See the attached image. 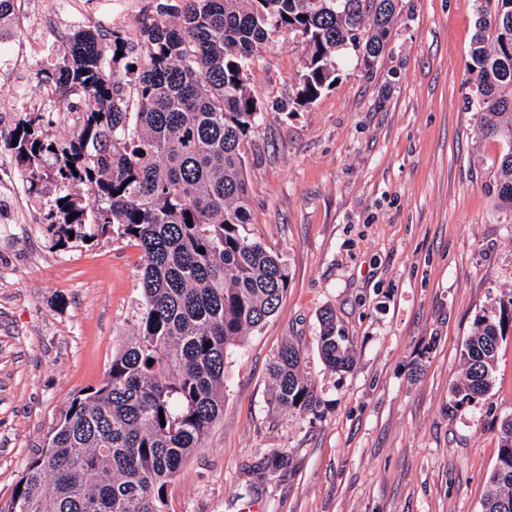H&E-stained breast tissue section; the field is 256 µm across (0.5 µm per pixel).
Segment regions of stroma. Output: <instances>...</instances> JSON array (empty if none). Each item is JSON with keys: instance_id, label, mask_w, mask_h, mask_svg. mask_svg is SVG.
Returning <instances> with one entry per match:
<instances>
[{"instance_id": "obj_1", "label": "stroma", "mask_w": 512, "mask_h": 512, "mask_svg": "<svg viewBox=\"0 0 512 512\" xmlns=\"http://www.w3.org/2000/svg\"><path fill=\"white\" fill-rule=\"evenodd\" d=\"M70 0H31L13 46L22 58L10 126L35 121L63 143L78 131L77 96L46 75L59 46L43 20ZM155 0L113 20L82 0L80 28L110 46L139 38ZM386 51L366 68L350 49L334 85L294 100L307 49L272 34L250 71L262 121L247 145L251 237L290 274L277 312L230 350L224 416L166 494V512H481L512 418V333L490 392L455 407L452 389L477 318L512 290V212L492 191L501 145L482 137L470 54L476 0H401ZM0 132V167L29 216L0 241V512L46 432L76 392L98 385L141 300V253L107 235L57 246L56 197L29 196ZM332 310L353 365L334 373L317 350ZM304 352L317 413L270 407L267 368L285 340ZM288 464L261 473L263 458Z\"/></svg>"}]
</instances>
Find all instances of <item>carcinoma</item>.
<instances>
[{
    "label": "carcinoma",
    "mask_w": 512,
    "mask_h": 512,
    "mask_svg": "<svg viewBox=\"0 0 512 512\" xmlns=\"http://www.w3.org/2000/svg\"><path fill=\"white\" fill-rule=\"evenodd\" d=\"M398 6L178 0L157 4L138 46L114 32L107 56L90 30L68 37L48 82L79 96L83 124L65 143L21 124L13 157L30 195L48 184L58 191L48 213L57 241L115 234L141 250V301L102 382L71 398L26 464L9 512H166L167 486L224 415L228 351L278 310L289 285L281 257L246 233V145L264 112L249 85L253 57L273 32L300 38L308 53L295 104H310L336 82L348 46L362 48L367 67L385 52ZM476 29L480 130L502 143L493 191L512 212V0H480ZM510 331L512 291L465 342L455 406L489 392ZM317 349L331 371L352 365L330 311ZM268 376L273 409L302 414L317 404L294 342L279 347ZM490 482L483 512H512V418L501 423Z\"/></svg>",
    "instance_id": "cac0c4a2"
}]
</instances>
